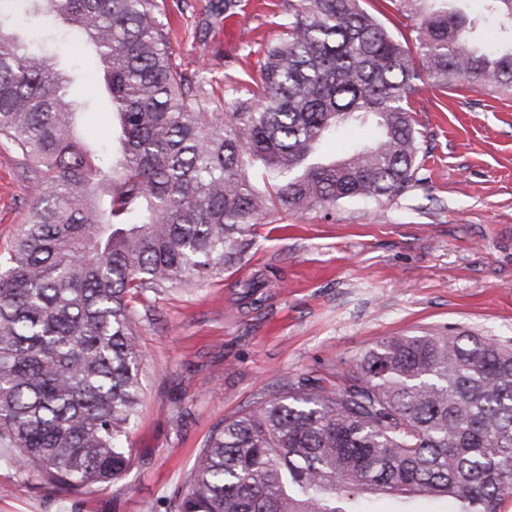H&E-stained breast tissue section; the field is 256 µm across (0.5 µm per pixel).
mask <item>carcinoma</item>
Here are the masks:
<instances>
[{
	"label": "carcinoma",
	"mask_w": 512,
	"mask_h": 512,
	"mask_svg": "<svg viewBox=\"0 0 512 512\" xmlns=\"http://www.w3.org/2000/svg\"><path fill=\"white\" fill-rule=\"evenodd\" d=\"M77 28L104 65L119 135L92 146L68 95L77 72L29 49L0 8V139L21 154L31 204L0 262V444L62 499L126 475L143 397L138 305L248 263L260 217L419 182L409 102L425 72L512 94V0H485L504 36L477 50L454 0H388L417 22L392 36L361 0H284L262 49L260 97L216 124L173 62L155 0H16ZM374 139L340 157L349 123ZM264 169L253 180L255 163ZM392 512L512 500V346L466 331L386 339L336 386L300 376L208 435L166 512Z\"/></svg>",
	"instance_id": "cac0c4a2"
}]
</instances>
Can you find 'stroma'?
Here are the masks:
<instances>
[{
	"mask_svg": "<svg viewBox=\"0 0 512 512\" xmlns=\"http://www.w3.org/2000/svg\"><path fill=\"white\" fill-rule=\"evenodd\" d=\"M174 63L201 84L207 111H232L256 90L263 44L281 33L283 0H155ZM34 45L81 74L70 96L91 102L86 135L109 139L107 102L94 97L99 60L80 35L19 16ZM411 110L424 158L420 181L381 203L351 200L299 216L268 214L252 258L185 290L148 295L139 328L144 398L121 481L59 499L0 463V512H165L207 436L260 395L301 375L335 382L375 344L467 330L512 339V99L462 84H420ZM23 158L0 141V256L29 203ZM258 279L259 308L242 286Z\"/></svg>",
	"mask_w": 512,
	"mask_h": 512,
	"instance_id": "obj_1",
	"label": "stroma"
}]
</instances>
